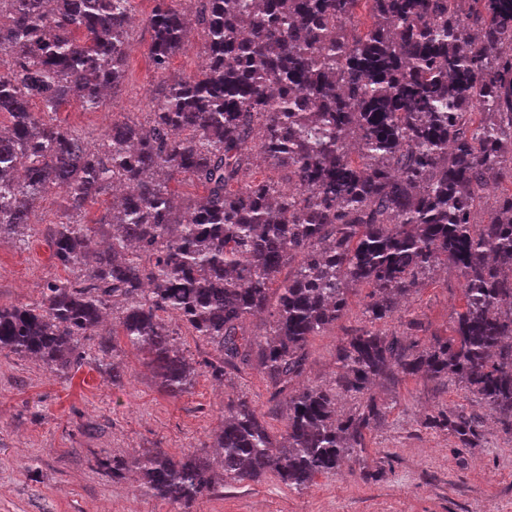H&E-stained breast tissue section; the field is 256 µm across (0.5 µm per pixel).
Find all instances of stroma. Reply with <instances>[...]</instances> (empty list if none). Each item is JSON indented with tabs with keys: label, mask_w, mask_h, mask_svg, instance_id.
Instances as JSON below:
<instances>
[{
	"label": "stroma",
	"mask_w": 512,
	"mask_h": 512,
	"mask_svg": "<svg viewBox=\"0 0 512 512\" xmlns=\"http://www.w3.org/2000/svg\"><path fill=\"white\" fill-rule=\"evenodd\" d=\"M153 6V0L134 2L126 75L115 99L99 111L71 101L58 114L87 139L97 138L112 119L147 121L156 90L198 72L205 51L198 35L166 70L154 68L147 23ZM51 253L44 233L23 246L1 243L0 304L35 302L39 285L69 277ZM367 302V289H350L343 319L311 337L305 384L334 382L337 348L346 333L366 325ZM461 306L460 274L442 265L401 302L386 327L424 345L449 335ZM170 328L197 369L192 386L179 395L161 385L143 353L124 344L117 352L124 366L118 382L87 366L52 375L38 362L0 352V512H173L171 504L143 495L132 472L112 477L99 468V459L199 451L221 425L227 405L241 396L264 414L272 431L283 430L286 408L271 402L258 370L233 371L215 383L204 370L214 356L210 344L181 323ZM376 391L386 417L339 469L316 475L300 491L271 474L257 483H228L196 512H512V436L488 416L476 446L463 448L447 431L425 424L439 409L480 411L464 383L407 376L378 384Z\"/></svg>",
	"instance_id": "35a3bbf8"
}]
</instances>
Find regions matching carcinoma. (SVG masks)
<instances>
[{
  "label": "carcinoma",
  "instance_id": "cac0c4a2",
  "mask_svg": "<svg viewBox=\"0 0 512 512\" xmlns=\"http://www.w3.org/2000/svg\"><path fill=\"white\" fill-rule=\"evenodd\" d=\"M133 2L0 0L11 58L0 63V241L28 242L33 208L57 191L53 256L73 272L36 302L0 304V351L115 379L122 339L179 393L195 368L167 315L212 345L216 381L257 358L287 406L281 433L242 397L210 436L216 458L100 462L138 472L177 512L221 482L272 474L300 491L335 471L385 415L377 378H457L512 435V192L488 194L512 180V0H194L190 16L180 0H154V66L196 30L205 68L167 84L147 123L114 121L91 144L55 115L70 100L96 109L123 83ZM259 160L277 176L248 179ZM178 174L203 188L185 207L169 186ZM118 183L112 207L80 223ZM448 264L463 300L451 334L417 349L383 332L399 300ZM353 284L370 289L369 326L338 349L337 388H295L309 339L344 316ZM273 293L271 331L254 342L245 321ZM339 389L360 400L356 413L336 415ZM427 425L469 448L482 418L438 410Z\"/></svg>",
  "mask_w": 512,
  "mask_h": 512
}]
</instances>
